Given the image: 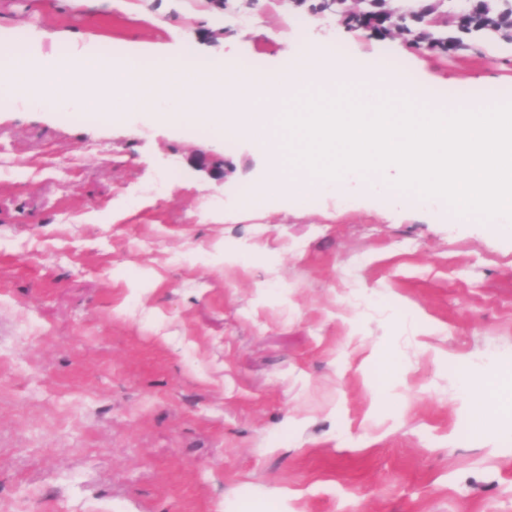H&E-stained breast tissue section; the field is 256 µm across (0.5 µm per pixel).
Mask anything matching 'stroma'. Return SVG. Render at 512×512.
I'll use <instances>...</instances> for the list:
<instances>
[{
    "mask_svg": "<svg viewBox=\"0 0 512 512\" xmlns=\"http://www.w3.org/2000/svg\"><path fill=\"white\" fill-rule=\"evenodd\" d=\"M316 2L0 0V28L261 69L331 38L512 102L473 0ZM88 111L0 109V512H512V411L458 402L512 368V235L359 192L246 210L252 140Z\"/></svg>",
    "mask_w": 512,
    "mask_h": 512,
    "instance_id": "obj_1",
    "label": "stroma"
}]
</instances>
